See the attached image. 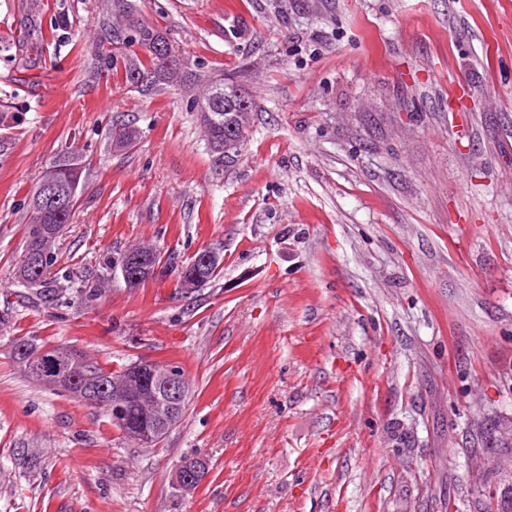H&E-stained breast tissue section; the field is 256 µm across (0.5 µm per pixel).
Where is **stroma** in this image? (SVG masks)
Returning a JSON list of instances; mask_svg holds the SVG:
<instances>
[{
	"label": "stroma",
	"instance_id": "obj_1",
	"mask_svg": "<svg viewBox=\"0 0 512 512\" xmlns=\"http://www.w3.org/2000/svg\"><path fill=\"white\" fill-rule=\"evenodd\" d=\"M105 2L0 0V512H469L512 475L469 451L512 418V0H133L200 78L152 97L100 68ZM27 12L43 37L21 45ZM218 75L255 106L220 168L193 114ZM65 148L88 168L50 295L16 267ZM142 243L221 273L77 293ZM20 337L181 366L180 421L136 446L28 377Z\"/></svg>",
	"mask_w": 512,
	"mask_h": 512
}]
</instances>
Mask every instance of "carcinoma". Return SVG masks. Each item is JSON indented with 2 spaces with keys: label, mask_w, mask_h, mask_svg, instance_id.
I'll use <instances>...</instances> for the list:
<instances>
[{
  "label": "carcinoma",
  "mask_w": 512,
  "mask_h": 512,
  "mask_svg": "<svg viewBox=\"0 0 512 512\" xmlns=\"http://www.w3.org/2000/svg\"><path fill=\"white\" fill-rule=\"evenodd\" d=\"M158 42L166 45L174 57L184 59L169 45L165 33L138 14L128 0H110V8L103 13L100 22L98 54L114 78L131 87L132 71L152 76L153 81L137 89L142 95L156 94L172 85L185 83V71L176 77L163 73L161 58L154 51ZM211 87L220 92L217 101L204 106L196 104L194 110L215 163L222 165L224 154L215 146L233 135L238 141L236 150H241L244 134L253 119L254 104L236 85L226 83L222 78L212 83ZM51 174L57 181L58 194L65 199L66 205L61 209L56 205L48 206L34 196L29 200L30 216L25 229L26 246L19 278L31 288L51 287L52 280L47 275L55 263V244L64 225L70 223L79 202V193L74 188L82 184L83 166L71 152L62 151L51 160L44 172L46 177ZM12 355L14 361L31 376L34 375L32 366L46 356H68L75 362H81V367L89 373L88 379L43 382L44 386L66 393L78 401L82 400V385L88 383L110 387L112 378L123 373L121 369L110 371L68 346L59 345L43 351L24 338L14 342ZM164 412L163 405L152 410L146 405L131 402L123 420L114 419L112 424L126 435L130 427L154 423Z\"/></svg>",
  "instance_id": "obj_1"
}]
</instances>
